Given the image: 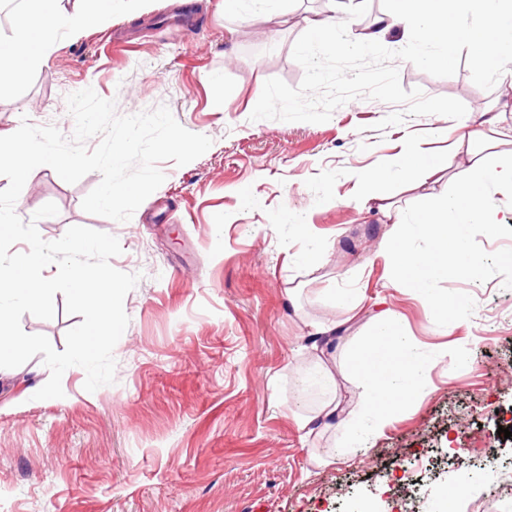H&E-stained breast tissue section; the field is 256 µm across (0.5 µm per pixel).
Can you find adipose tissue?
Here are the masks:
<instances>
[{
    "label": "adipose tissue",
    "instance_id": "obj_1",
    "mask_svg": "<svg viewBox=\"0 0 512 512\" xmlns=\"http://www.w3.org/2000/svg\"><path fill=\"white\" fill-rule=\"evenodd\" d=\"M328 11L302 16L301 21L320 48L350 53L385 42L393 31L419 30L422 48L407 47L411 63L449 67L459 44L471 50L479 66L497 65L502 82L512 86V0H476L479 21L463 25L464 0H392L390 10L377 15L358 41L343 37V5L330 0ZM123 0H92L87 8L68 9L63 0H35L32 10L16 14L12 32L0 36V88L11 82L18 68L45 64L59 32L80 36L111 17ZM463 132L451 151L432 157L414 143L373 170L351 173L357 187L354 201L362 208L380 206L393 230L386 248L399 281L426 306L461 316L463 305L452 295L442 296L432 286L441 275L471 276L480 257L471 251L473 232L496 227L487 206L491 192L512 197V115L492 100L466 115ZM398 183L414 194L416 210L406 217L389 203L384 185ZM427 246L415 248L414 239ZM401 319L393 310L381 313L376 329L354 350L360 404L381 419L404 404L421 375Z\"/></svg>",
    "mask_w": 512,
    "mask_h": 512
}]
</instances>
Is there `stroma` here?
<instances>
[{
  "label": "stroma",
  "mask_w": 512,
  "mask_h": 512,
  "mask_svg": "<svg viewBox=\"0 0 512 512\" xmlns=\"http://www.w3.org/2000/svg\"><path fill=\"white\" fill-rule=\"evenodd\" d=\"M324 6L274 0L257 14L249 0L235 13L224 0H128L80 37H58L47 64L0 91V130L26 119L72 136L67 97L90 87L120 115L167 106L212 141L187 165L160 162L165 181L126 222L82 209L99 173L69 184L43 169L23 187L19 216L44 240L72 226L111 234L122 247L111 265L139 280L113 384L86 391L73 366L63 397L38 400L41 357L0 368V512H353L360 499L408 512L451 487L456 512L474 500L512 512V491L493 484L512 461V437L497 433L512 415V266L497 261L512 252V204L495 205L505 229L472 235L482 263L471 276L434 281L467 308L451 330L393 287L380 251L389 227L358 210L349 177L408 141L446 153L432 131L455 133L503 89L464 45L448 69L405 62L390 39L321 53L312 70L298 17ZM49 202L58 214L35 219ZM313 244L323 266L311 274L302 255ZM339 288L358 289L361 307L334 303ZM54 305V318L26 314L21 326L61 351L82 318L63 294ZM385 305L423 371L383 423L360 412L350 354ZM344 318L348 330L316 342L312 324ZM322 364L343 410L308 435L299 420L330 398L314 382Z\"/></svg>",
  "instance_id": "1"
}]
</instances>
